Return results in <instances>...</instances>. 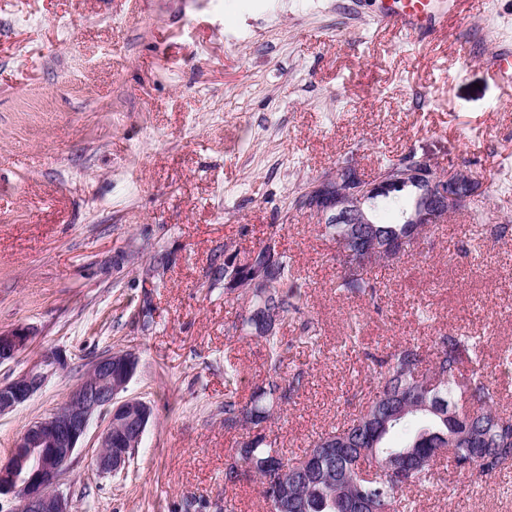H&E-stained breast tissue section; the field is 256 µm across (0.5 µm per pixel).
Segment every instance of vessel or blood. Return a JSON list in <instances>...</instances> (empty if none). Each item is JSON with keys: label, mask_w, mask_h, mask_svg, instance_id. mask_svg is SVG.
<instances>
[{"label": "vessel or blood", "mask_w": 512, "mask_h": 512, "mask_svg": "<svg viewBox=\"0 0 512 512\" xmlns=\"http://www.w3.org/2000/svg\"><path fill=\"white\" fill-rule=\"evenodd\" d=\"M467 0H373L376 25L389 26L407 38L422 42L448 26ZM492 77L512 87V49L496 50L485 61Z\"/></svg>", "instance_id": "1"}]
</instances>
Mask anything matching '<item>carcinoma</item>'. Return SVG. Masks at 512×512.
<instances>
[{
    "label": "carcinoma",
    "mask_w": 512,
    "mask_h": 512,
    "mask_svg": "<svg viewBox=\"0 0 512 512\" xmlns=\"http://www.w3.org/2000/svg\"><path fill=\"white\" fill-rule=\"evenodd\" d=\"M422 199V188L414 183L391 186L381 194L373 211L374 223L369 228L387 240L405 239L413 245L422 234L415 224H387L389 213L404 214ZM340 287L354 295L371 299L376 289L368 274L348 269L343 262ZM302 284L295 276L285 255H279L275 275L267 290L259 295H245L243 300L250 316H238L240 330L260 335V325L268 313L285 322L291 313L300 312ZM268 348L269 378L257 387L248 402L236 399L231 386L232 373H225L224 428L256 427L268 420L273 406L288 398L293 384H284L281 371L287 349L278 332L264 337ZM478 347L477 338L462 334H445L435 339L430 366L422 368L424 358L420 346H404L377 360L378 381L359 414L347 423L322 434L313 444L329 439L349 443L350 452L326 461L318 478L307 480L301 475L285 476L288 494L298 504L295 512H345L346 503L358 495V488L370 486L377 498L380 512H412L414 501L409 493L427 488L443 480L437 468L446 462L448 476L471 475L462 469L466 458L463 443L448 444V435L467 427L480 438L487 454L495 457L491 471L512 466V415L492 409L495 391L482 373L464 370ZM403 432L408 436L404 451L413 452L426 464L416 468L402 482L385 472L389 447L387 439ZM245 453L233 456L224 469V483L233 484L251 472L272 475L282 466L296 467L299 459H285L276 442L262 434L240 442ZM374 472L376 480L363 476Z\"/></svg>",
    "instance_id": "carcinoma-1"
}]
</instances>
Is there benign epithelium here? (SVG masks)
Wrapping results in <instances>:
<instances>
[{"label": "benign epithelium", "mask_w": 512, "mask_h": 512, "mask_svg": "<svg viewBox=\"0 0 512 512\" xmlns=\"http://www.w3.org/2000/svg\"><path fill=\"white\" fill-rule=\"evenodd\" d=\"M403 182H416L423 187L421 203L404 217V223L424 228L448 223L453 213L482 193L481 182L470 171H441L429 157L411 151L407 161L370 179L352 162L336 164L317 179L305 198L304 211L319 224L346 225L344 232L335 235L337 251L362 269L387 249L404 253L399 241L369 237L364 245L353 234L354 226L371 223L366 207L382 189ZM278 255V246L271 238L254 248L252 265L228 280L231 294L262 286ZM32 339V332L24 327L0 330V363L19 357L29 349ZM66 367L67 357L62 351H46L17 377L0 382V416L23 405L51 375ZM137 367L138 357L131 350L96 358L59 407L28 424L7 459L0 460V497L7 496L15 502L13 512H68L66 499L59 492L61 477L71 467L91 421L101 415L108 416V421L99 436L94 466L102 476L126 470L151 417L146 402L120 398ZM337 453V448H310L302 456L299 468L304 473L311 472Z\"/></svg>", "instance_id": "7a95c632"}]
</instances>
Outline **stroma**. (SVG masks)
<instances>
[{
    "mask_svg": "<svg viewBox=\"0 0 512 512\" xmlns=\"http://www.w3.org/2000/svg\"><path fill=\"white\" fill-rule=\"evenodd\" d=\"M512 46V0L415 49L376 29L371 0H0V330L68 366L0 417V458L90 362L134 350L125 395L152 416L126 473L93 465V419L60 489L69 512H269L256 477L225 484L245 430L224 428V368L249 401L268 377L262 338L235 324L224 246L273 237L303 285L280 330L301 373L260 431L285 457L356 414L365 353L468 333L512 410V91L483 65ZM409 151L483 184L476 204L374 265L383 303L340 289L336 244L290 199L343 159L372 174ZM503 235H494L495 227ZM317 326L305 342L301 317ZM414 512H512V469L413 491Z\"/></svg>",
    "mask_w": 512,
    "mask_h": 512,
    "instance_id": "obj_1",
    "label": "stroma"
}]
</instances>
